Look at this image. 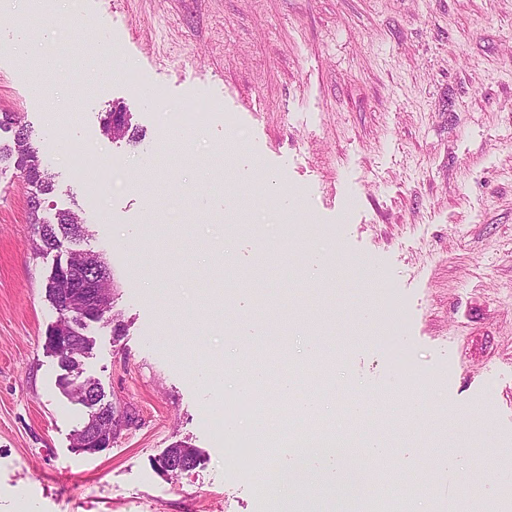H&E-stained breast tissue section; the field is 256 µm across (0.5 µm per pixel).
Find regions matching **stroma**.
I'll return each instance as SVG.
<instances>
[{
    "label": "stroma",
    "instance_id": "obj_1",
    "mask_svg": "<svg viewBox=\"0 0 512 512\" xmlns=\"http://www.w3.org/2000/svg\"><path fill=\"white\" fill-rule=\"evenodd\" d=\"M26 2L0 12V109L53 175L40 217L79 211L89 235L34 255L30 188L0 166V512H272L273 481L232 470L224 432L281 400L312 326L329 370L297 388L362 469L388 417L382 497L422 481L420 512H512V0H79L83 25L30 30L72 67L46 74L42 100L4 48ZM90 57L113 79L84 83L74 65ZM205 100L220 111L187 127ZM118 102L137 142L101 130ZM86 158L112 169L93 199ZM240 171L275 174L294 207L253 201ZM75 250L100 253L116 293L113 320L84 330L82 375L136 418L93 454L73 449L89 411L44 349L47 277ZM317 252L330 269L315 281ZM223 363L218 391L199 371ZM241 369L264 373L259 396L237 391ZM178 443L197 464L171 475L156 461ZM445 454L466 483H449Z\"/></svg>",
    "mask_w": 512,
    "mask_h": 512
}]
</instances>
